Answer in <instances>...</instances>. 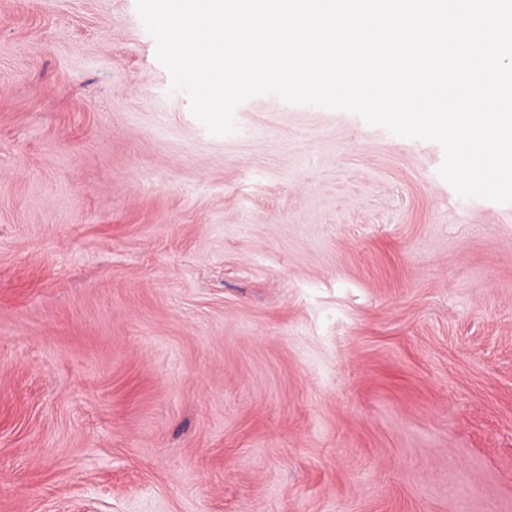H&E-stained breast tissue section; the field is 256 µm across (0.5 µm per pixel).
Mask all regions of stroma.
<instances>
[{"mask_svg":"<svg viewBox=\"0 0 512 512\" xmlns=\"http://www.w3.org/2000/svg\"><path fill=\"white\" fill-rule=\"evenodd\" d=\"M170 86L136 0H0V512H512V203Z\"/></svg>","mask_w":512,"mask_h":512,"instance_id":"obj_1","label":"stroma"}]
</instances>
